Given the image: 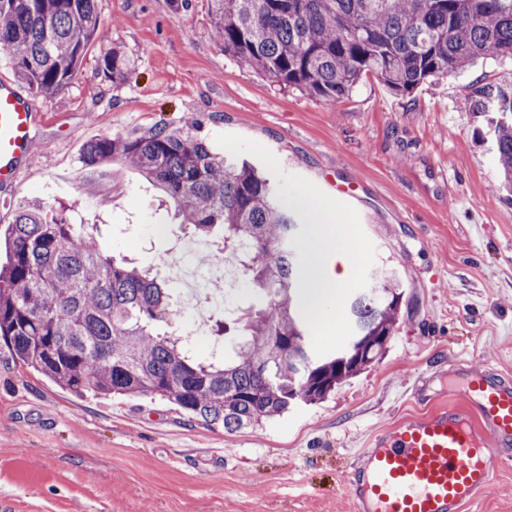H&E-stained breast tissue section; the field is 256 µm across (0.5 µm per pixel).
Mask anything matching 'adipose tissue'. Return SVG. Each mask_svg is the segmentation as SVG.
<instances>
[{"instance_id":"obj_1","label":"adipose tissue","mask_w":512,"mask_h":512,"mask_svg":"<svg viewBox=\"0 0 512 512\" xmlns=\"http://www.w3.org/2000/svg\"><path fill=\"white\" fill-rule=\"evenodd\" d=\"M336 226L333 217L316 226L307 244L308 265L302 274L310 312L321 326L338 308L354 260L347 238Z\"/></svg>"}]
</instances>
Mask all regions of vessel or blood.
I'll list each match as a JSON object with an SVG mask.
<instances>
[{
    "label": "vessel or blood",
    "instance_id": "1",
    "mask_svg": "<svg viewBox=\"0 0 512 512\" xmlns=\"http://www.w3.org/2000/svg\"><path fill=\"white\" fill-rule=\"evenodd\" d=\"M33 102L0 82V182L16 177L12 164L25 148ZM409 393L426 405L375 432L366 447L346 449L345 489L353 512H467L512 461V378L470 371L451 401L429 407L418 386Z\"/></svg>",
    "mask_w": 512,
    "mask_h": 512
}]
</instances>
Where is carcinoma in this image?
Listing matches in <instances>:
<instances>
[{
  "mask_svg": "<svg viewBox=\"0 0 512 512\" xmlns=\"http://www.w3.org/2000/svg\"><path fill=\"white\" fill-rule=\"evenodd\" d=\"M208 2L224 53L280 87L334 104L367 77L407 97L479 58L512 59V0ZM100 34L97 0H0V53L37 94L65 88ZM100 69L115 81L134 66L108 47ZM470 100L473 112L494 113L488 125L499 190L512 199V83L476 86ZM115 158L159 185L194 233L223 232L211 259L237 268L261 303L248 312L247 339L232 357L195 358L189 340L166 330L175 308L171 289L102 253L65 214L28 204L6 233L0 349L76 395L151 393L227 433L321 402L385 354L405 296L391 272L382 273L380 287L351 299L362 357L340 362L334 350L311 354L297 216L255 166L228 160L188 125L97 139L83 163Z\"/></svg>",
  "mask_w": 512,
  "mask_h": 512,
  "instance_id": "1",
  "label": "carcinoma"
}]
</instances>
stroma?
Returning a JSON list of instances; mask_svg holds the SVG:
<instances>
[{"instance_id": "stroma-1", "label": "stroma", "mask_w": 512, "mask_h": 512, "mask_svg": "<svg viewBox=\"0 0 512 512\" xmlns=\"http://www.w3.org/2000/svg\"><path fill=\"white\" fill-rule=\"evenodd\" d=\"M103 42L70 84L36 95L19 178L0 184V231L29 202L97 226L104 254L170 280L185 246L216 238L179 224L174 201L121 161L85 166L86 144L193 124L229 159L269 170L308 219L338 214L354 244L347 293L391 269L406 307L386 355L323 402L224 432L153 395L76 396L0 349V512H352L346 448L414 413V381L448 396L470 368L512 375V200L470 109L471 86L512 82V59L438 77L407 98L368 77L328 104L225 55L207 0H98ZM134 63L98 68L104 44ZM355 185L345 202L338 193Z\"/></svg>"}]
</instances>
